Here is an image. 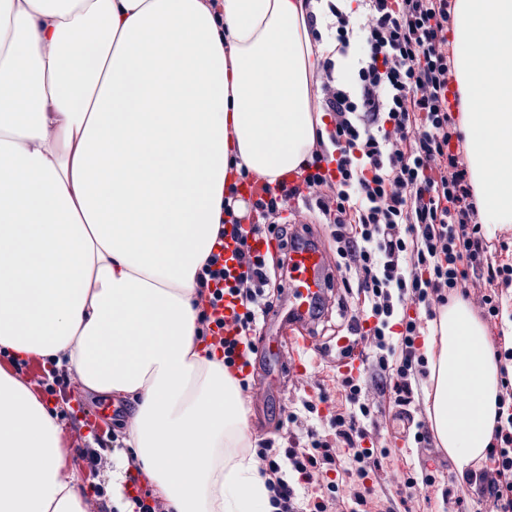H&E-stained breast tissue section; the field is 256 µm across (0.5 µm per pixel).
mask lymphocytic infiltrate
<instances>
[{"label": "lymphocytic infiltrate", "instance_id": "obj_1", "mask_svg": "<svg viewBox=\"0 0 512 512\" xmlns=\"http://www.w3.org/2000/svg\"><path fill=\"white\" fill-rule=\"evenodd\" d=\"M368 24L355 29L337 13L341 54L357 60L344 83L335 62H320L322 110L330 119L331 149H319L295 179L252 181L249 216L225 207L215 249L197 275L204 306L201 336L221 350L227 369L244 371L255 352L252 334L269 310L268 256L258 241L295 240L282 215L302 204L331 227L343 287H356L361 314L348 330L363 337L373 366L394 381L397 405L411 404L413 381L424 365L418 342L423 318L458 292L478 291L486 316L495 318L512 298L507 241L491 245L463 155L449 102L452 57L448 34L455 0H360ZM233 241V258L222 248ZM232 301L230 318L218 317ZM424 315H416V308ZM500 404L505 417L488 450L492 468L463 474L478 484L493 512H512V345L498 343ZM346 405L332 412L329 432L308 430L304 442L260 439L254 450L267 478L273 512H381L368 483L390 452L374 432L376 404L359 379H342ZM315 496L301 508L297 485Z\"/></svg>", "mask_w": 512, "mask_h": 512}]
</instances>
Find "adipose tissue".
I'll use <instances>...</instances> for the list:
<instances>
[{"label":"adipose tissue","mask_w":512,"mask_h":512,"mask_svg":"<svg viewBox=\"0 0 512 512\" xmlns=\"http://www.w3.org/2000/svg\"><path fill=\"white\" fill-rule=\"evenodd\" d=\"M355 0H0V352L133 403L126 444L168 512H271L237 379L198 338L197 273L237 187L299 173L317 60ZM458 126L484 230L512 227V0H456ZM322 39H314V32ZM484 323L426 342L431 428L459 471L499 418ZM0 512H87L57 416L0 368Z\"/></svg>","instance_id":"ef3b65f1"}]
</instances>
